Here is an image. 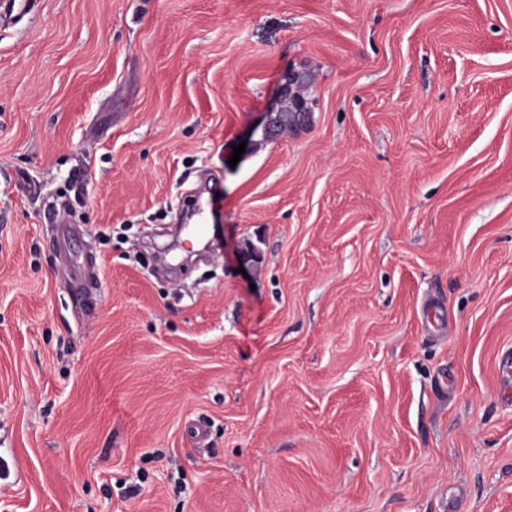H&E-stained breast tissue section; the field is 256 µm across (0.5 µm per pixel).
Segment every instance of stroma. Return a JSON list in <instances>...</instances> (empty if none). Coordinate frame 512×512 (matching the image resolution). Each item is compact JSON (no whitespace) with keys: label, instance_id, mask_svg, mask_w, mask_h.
Returning <instances> with one entry per match:
<instances>
[{"label":"stroma","instance_id":"1","mask_svg":"<svg viewBox=\"0 0 512 512\" xmlns=\"http://www.w3.org/2000/svg\"><path fill=\"white\" fill-rule=\"evenodd\" d=\"M510 351L512 0L0 17V512H512ZM304 77L299 72H290L277 87L276 102L263 113L260 122L253 127L250 138L259 130L263 140L273 139L281 132L280 112L283 120L288 115V129L302 128L310 119V110L302 93Z\"/></svg>","mask_w":512,"mask_h":512}]
</instances>
